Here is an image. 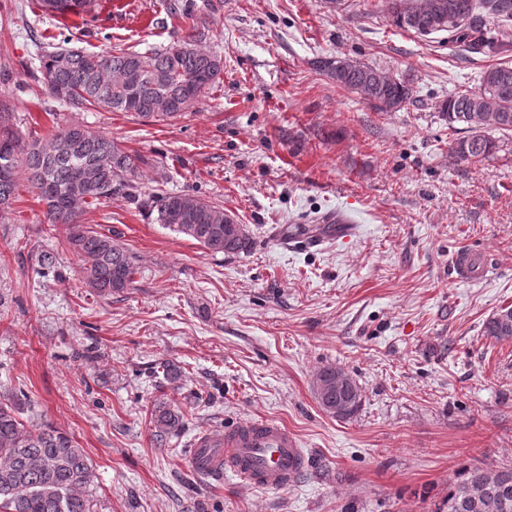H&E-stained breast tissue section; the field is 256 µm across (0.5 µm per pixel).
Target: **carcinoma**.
<instances>
[{
	"instance_id": "cac0c4a2",
	"label": "carcinoma",
	"mask_w": 512,
	"mask_h": 512,
	"mask_svg": "<svg viewBox=\"0 0 512 512\" xmlns=\"http://www.w3.org/2000/svg\"><path fill=\"white\" fill-rule=\"evenodd\" d=\"M44 12L76 11L92 0H39ZM400 0H387V18L396 28L426 34L432 26L424 12H408ZM460 23L452 21L434 32L472 42L489 57L512 50V6L496 11L491 0H448ZM496 18L497 26L483 25L482 15ZM197 35L162 50L147 53H94L58 49L43 53L40 69L48 93L76 108L131 112L144 119L167 120L181 116L216 82L224 68L221 57L196 48ZM317 69L344 90L356 94L377 112H397L411 100L410 81L397 77L373 85L379 69L364 63L338 70L330 58ZM448 129L457 137L448 141L450 155L460 162L479 163L498 153L505 140L499 133L512 131V63L500 62L481 73L478 87L451 94L438 103ZM12 112L0 104V169L12 177L0 179V206L15 198L18 175L24 174L45 205L50 224L67 227L66 242L81 261L83 284L99 296L120 294L133 283V254L112 237L80 224L83 207L101 200L124 199L156 212L155 223L196 241L213 254H241L250 247L249 234L237 238L236 219L224 222V209L189 194L165 193L143 199L136 179L144 159L128 152L109 136L82 124L57 130L45 143L19 140L11 127ZM485 334L494 340L512 339V307L490 316ZM348 401L343 419L356 415L362 394L354 379L338 389L316 393L320 407ZM21 398L0 402V512H91L88 489L94 482L92 463L84 449L68 435L46 424L26 428L20 416ZM153 439L163 448L183 424L180 412L161 403L152 409ZM491 468L471 465L460 470L448 487V497L437 512H512V494L502 498L493 488L479 506L466 499V491Z\"/></svg>"
}]
</instances>
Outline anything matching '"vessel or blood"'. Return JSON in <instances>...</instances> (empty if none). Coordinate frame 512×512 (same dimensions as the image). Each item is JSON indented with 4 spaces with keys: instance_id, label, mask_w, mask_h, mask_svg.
Here are the masks:
<instances>
[{
    "instance_id": "1",
    "label": "vessel or blood",
    "mask_w": 512,
    "mask_h": 512,
    "mask_svg": "<svg viewBox=\"0 0 512 512\" xmlns=\"http://www.w3.org/2000/svg\"><path fill=\"white\" fill-rule=\"evenodd\" d=\"M455 278L468 280L475 272H489L486 257L469 251L453 258ZM191 461L201 473L219 480L232 473L257 488L279 490L297 481L306 458L295 435L278 422H245L217 439L198 434L192 444Z\"/></svg>"
}]
</instances>
